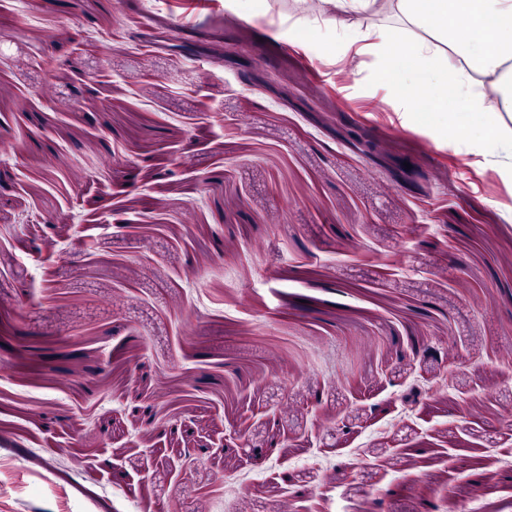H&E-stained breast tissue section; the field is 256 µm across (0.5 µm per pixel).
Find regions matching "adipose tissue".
<instances>
[{
    "mask_svg": "<svg viewBox=\"0 0 512 512\" xmlns=\"http://www.w3.org/2000/svg\"><path fill=\"white\" fill-rule=\"evenodd\" d=\"M334 10L328 24L337 39L356 32L354 18L391 6L426 36L399 37L385 25L364 32L367 48L383 59L380 81L407 100L409 78L418 76L431 92L427 107L405 112L406 123L447 129L453 138L483 155L487 165L512 182V132L502 130V112H512V58L502 54L512 43V0H321Z\"/></svg>",
    "mask_w": 512,
    "mask_h": 512,
    "instance_id": "obj_1",
    "label": "adipose tissue"
}]
</instances>
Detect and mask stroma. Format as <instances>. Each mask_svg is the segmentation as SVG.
<instances>
[{
	"label": "stroma",
	"instance_id": "obj_1",
	"mask_svg": "<svg viewBox=\"0 0 512 512\" xmlns=\"http://www.w3.org/2000/svg\"><path fill=\"white\" fill-rule=\"evenodd\" d=\"M268 4L0 0V512H512V183Z\"/></svg>",
	"mask_w": 512,
	"mask_h": 512
}]
</instances>
